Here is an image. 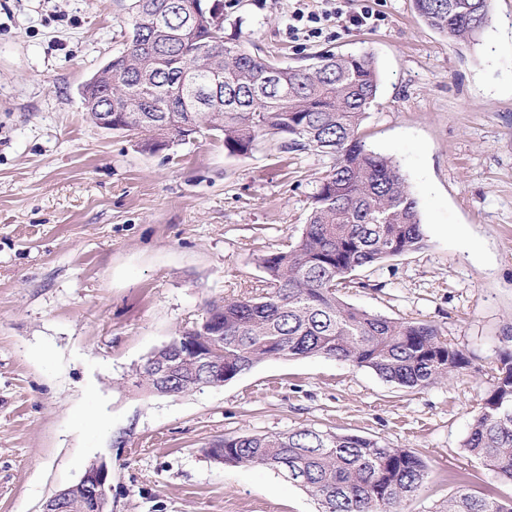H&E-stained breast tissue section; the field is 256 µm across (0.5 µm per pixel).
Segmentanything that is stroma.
Instances as JSON below:
<instances>
[{
  "instance_id": "1",
  "label": "stroma",
  "mask_w": 512,
  "mask_h": 512,
  "mask_svg": "<svg viewBox=\"0 0 512 512\" xmlns=\"http://www.w3.org/2000/svg\"><path fill=\"white\" fill-rule=\"evenodd\" d=\"M128 4L0 0V512H42L101 461L107 512H319L274 470L207 454L302 428L420 455L428 477L399 512H442L462 486L511 500L464 441L512 350V0H493L471 42L413 0H341L315 38L289 32L296 0L225 9V37L285 66L372 56L381 85L360 134L399 165L425 245L354 272L342 297L436 326L469 364L411 391L333 358H276L182 396L137 386L139 369L211 304L255 294L330 159L267 137L235 156L206 130L151 153L93 124L79 89L123 50ZM368 7L377 21L351 25Z\"/></svg>"
}]
</instances>
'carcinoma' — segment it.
<instances>
[{"mask_svg": "<svg viewBox=\"0 0 512 512\" xmlns=\"http://www.w3.org/2000/svg\"><path fill=\"white\" fill-rule=\"evenodd\" d=\"M185 0H131L125 47L79 91L97 121L95 88L112 84L114 131H135L155 152L206 126L231 155L252 152L263 136L280 149L314 150L332 165L313 196L302 235L287 250L261 259L262 293L214 305L187 336H210L222 351L229 381L270 358L322 355L369 368L399 387L423 390L468 365L463 351L435 326L393 319L343 301L339 289L360 268L421 249V212L396 162L369 149L358 132L375 101L380 75L366 54H320L305 66H279L235 39L208 54L200 45L224 33V0L188 13ZM418 16L451 40L482 29L491 0H413ZM156 350L171 386L198 389L205 359L178 346ZM465 450L512 481V353L482 399ZM209 456L231 466L286 468L322 512H397L426 477L417 455L358 435L299 429L244 434L211 444ZM446 512H512L506 502L467 488L448 499Z\"/></svg>", "mask_w": 512, "mask_h": 512, "instance_id": "cac0c4a2", "label": "carcinoma"}]
</instances>
